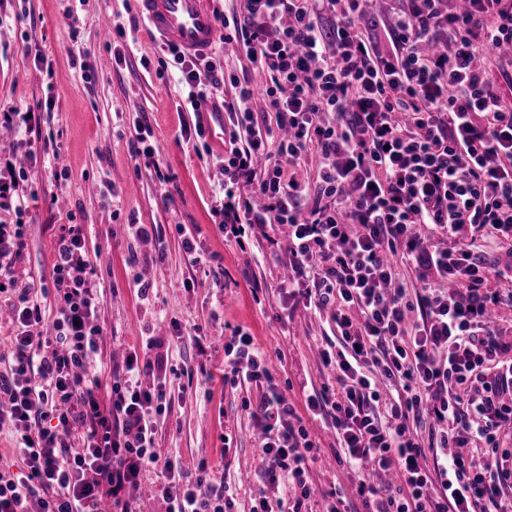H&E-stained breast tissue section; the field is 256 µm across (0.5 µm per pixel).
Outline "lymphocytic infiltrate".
<instances>
[{"label": "lymphocytic infiltrate", "instance_id": "obj_1", "mask_svg": "<svg viewBox=\"0 0 512 512\" xmlns=\"http://www.w3.org/2000/svg\"><path fill=\"white\" fill-rule=\"evenodd\" d=\"M372 0H239L218 15L246 59L266 77L273 122L248 103L249 78L210 56H175L197 106L224 85V200L219 227L239 238L246 225L288 229L287 297L328 313L340 345L323 350L338 389L308 399L330 415L357 493L372 512H512L501 485L512 479L500 445L512 435V341L497 320L512 308V260L455 241L470 227L494 243L512 241V0H398L370 17ZM335 123L323 121L324 113ZM433 270L410 297L394 256ZM94 266L82 225H60L53 276L61 286L52 335L33 284L0 268L11 297L13 364L0 373V425H9L27 467L0 471V512H141L122 498L146 468L161 466L165 512H234L226 485L191 480L179 461L154 450L155 417L167 403L165 362L154 390L142 388L137 352L112 374V403L99 400L96 359L103 330L89 286ZM224 379L260 387L249 405L261 426L264 478L283 484L270 507L303 512L319 446L273 376L253 336L224 345ZM430 421L439 452L426 453L408 420ZM82 450L71 453L73 442ZM457 454H447L448 445ZM395 472L398 484L370 483Z\"/></svg>", "mask_w": 512, "mask_h": 512}]
</instances>
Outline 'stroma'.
<instances>
[{"label": "stroma", "instance_id": "1", "mask_svg": "<svg viewBox=\"0 0 512 512\" xmlns=\"http://www.w3.org/2000/svg\"><path fill=\"white\" fill-rule=\"evenodd\" d=\"M115 24L125 27V37L101 38ZM31 46L45 64L35 65ZM80 57L92 74L74 66ZM188 91L168 50L149 38L136 0H0V103L23 110L54 97L41 131L54 139L58 166L67 172L58 180L44 163L30 162L29 133L0 138V159L25 172L23 213L0 209V221L18 225L23 247L0 255V265L35 283L38 303L54 317V233L70 215L82 224L96 268L91 286L101 301V401L112 399V370L122 365L116 350L143 347L147 360L167 358L174 398L157 418L155 450L191 469L207 463L211 481L235 484L238 512H249L257 492L272 503L283 495L262 481L257 428L243 407L258 388L224 382V343L236 330L248 331L295 410L291 425H304L320 447L308 512H324L334 493L349 512H366L355 471L337 456L332 418L306 407L308 396L333 381L321 351L338 330L283 298L288 256L269 225H251L240 244L219 230L212 209L224 197V90L211 89L198 111H179ZM140 116L166 182L134 154ZM198 121L205 135L187 144L181 126ZM138 223L155 225V235L138 237ZM182 224L198 229L196 255L182 248ZM140 274L152 285L145 297L132 286Z\"/></svg>", "mask_w": 512, "mask_h": 512}]
</instances>
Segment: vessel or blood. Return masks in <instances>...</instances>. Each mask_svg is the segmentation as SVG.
Instances as JSON below:
<instances>
[{
    "instance_id": "1",
    "label": "vessel or blood",
    "mask_w": 512,
    "mask_h": 512,
    "mask_svg": "<svg viewBox=\"0 0 512 512\" xmlns=\"http://www.w3.org/2000/svg\"><path fill=\"white\" fill-rule=\"evenodd\" d=\"M154 40L187 57L209 54L216 43L212 0H137Z\"/></svg>"
}]
</instances>
